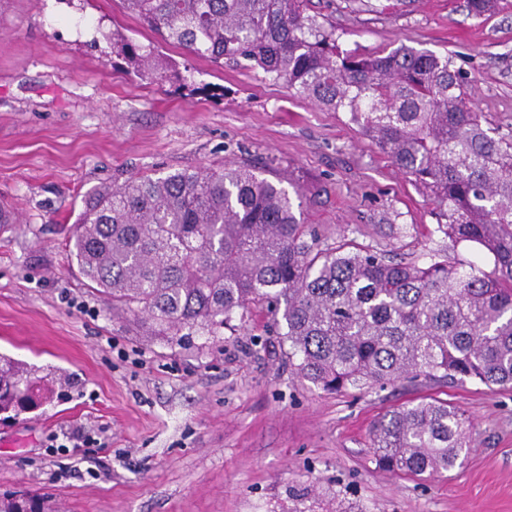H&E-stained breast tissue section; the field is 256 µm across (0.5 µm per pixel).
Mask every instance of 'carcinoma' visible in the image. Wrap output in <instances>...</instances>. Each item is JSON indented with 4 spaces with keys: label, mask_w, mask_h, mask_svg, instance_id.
I'll use <instances>...</instances> for the list:
<instances>
[{
    "label": "carcinoma",
    "mask_w": 512,
    "mask_h": 512,
    "mask_svg": "<svg viewBox=\"0 0 512 512\" xmlns=\"http://www.w3.org/2000/svg\"><path fill=\"white\" fill-rule=\"evenodd\" d=\"M167 42L216 63H245L320 108L347 114L439 206L453 245L493 260L486 273L449 255L418 264L347 242L321 246L288 192L235 164L96 187L69 253L113 305L136 307L157 334L215 336L262 307L288 360L327 392L477 381L512 389V140L467 105L468 77L446 56L400 47L365 55L308 12L309 0H121ZM497 0H466L494 13ZM112 52L149 80L167 78L152 43L119 36ZM38 379L0 359V411L20 410ZM464 415L424 398L370 430L378 468L427 477L454 469ZM0 512H41L34 496Z\"/></svg>",
    "instance_id": "1"
}]
</instances>
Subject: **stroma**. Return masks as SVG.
I'll return each instance as SVG.
<instances>
[{"label":"stroma","mask_w":512,"mask_h":512,"mask_svg":"<svg viewBox=\"0 0 512 512\" xmlns=\"http://www.w3.org/2000/svg\"><path fill=\"white\" fill-rule=\"evenodd\" d=\"M362 54L401 46L452 57L468 97L512 138V0L469 15L464 0H311ZM153 32L120 0H0V356L70 386L0 420V495L47 512H512V390L476 381L329 393L297 377L282 337L251 308L244 327L145 339L141 314L114 308L68 260L87 194L102 183L248 165L298 193L325 243L397 261L454 253L437 203L342 112L257 70L157 42L178 77L149 81L114 60L112 34ZM457 406L469 446L445 475L400 478L372 460L369 430L423 397ZM89 434L74 447L72 435Z\"/></svg>","instance_id":"obj_1"}]
</instances>
